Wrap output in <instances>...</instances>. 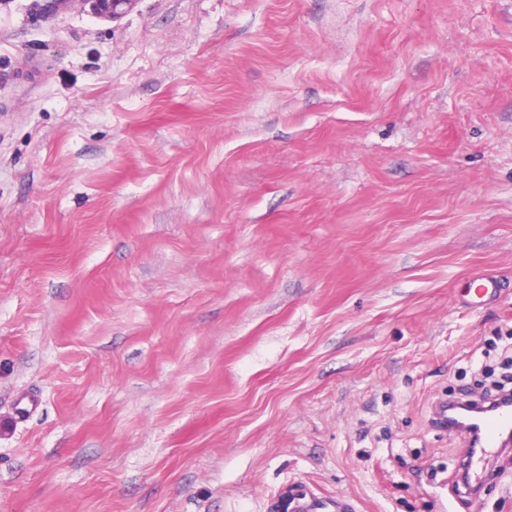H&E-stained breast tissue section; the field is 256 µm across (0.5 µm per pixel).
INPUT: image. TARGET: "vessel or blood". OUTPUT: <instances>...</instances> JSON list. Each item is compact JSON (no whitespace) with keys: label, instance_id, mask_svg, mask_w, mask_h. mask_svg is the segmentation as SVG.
Masks as SVG:
<instances>
[{"label":"vessel or blood","instance_id":"vessel-or-blood-1","mask_svg":"<svg viewBox=\"0 0 512 512\" xmlns=\"http://www.w3.org/2000/svg\"><path fill=\"white\" fill-rule=\"evenodd\" d=\"M433 416L439 427L467 436L471 453L467 461L469 472L479 473L484 462L497 450L512 446V402L496 400L484 407L474 420L459 417L455 406L438 402ZM280 499L286 500L289 512H318L315 496L308 487L281 490Z\"/></svg>","mask_w":512,"mask_h":512}]
</instances>
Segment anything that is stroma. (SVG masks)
<instances>
[{
  "label": "stroma",
  "instance_id": "stroma-1",
  "mask_svg": "<svg viewBox=\"0 0 512 512\" xmlns=\"http://www.w3.org/2000/svg\"><path fill=\"white\" fill-rule=\"evenodd\" d=\"M510 345L512 0H0V512H512ZM66 3L86 5L89 4L93 13L112 22L122 18L131 11L137 0H64ZM433 418L437 426L455 433L464 434L471 443V453L467 461V474L479 476L483 463L498 449L512 443V403L511 400H493L492 405L483 408L476 420L459 417L456 403L440 401L433 408ZM289 495V497H288ZM283 500H288V509L291 512H317L316 498L306 485L301 488L288 489V486L281 490L272 510H280L279 506Z\"/></svg>",
  "mask_w": 512,
  "mask_h": 512
}]
</instances>
